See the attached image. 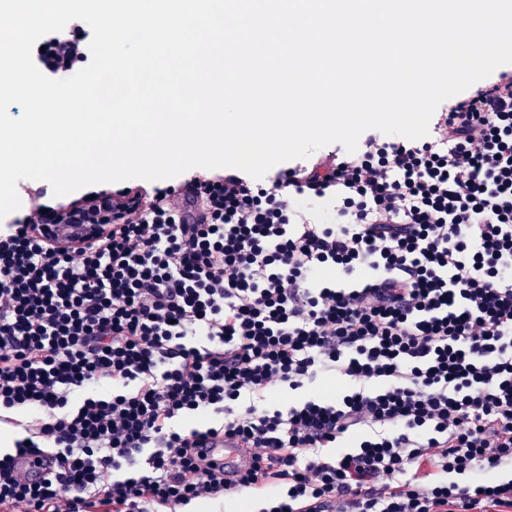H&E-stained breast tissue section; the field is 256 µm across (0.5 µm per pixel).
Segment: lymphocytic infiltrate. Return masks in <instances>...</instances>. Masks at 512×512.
<instances>
[{"label": "lymphocytic infiltrate", "instance_id": "lymphocytic-infiltrate-1", "mask_svg": "<svg viewBox=\"0 0 512 512\" xmlns=\"http://www.w3.org/2000/svg\"><path fill=\"white\" fill-rule=\"evenodd\" d=\"M82 21L33 60H91ZM423 140L367 135L265 179L47 199L0 223V512H174L262 495L259 512H512V64L437 107ZM328 199L335 223L295 198ZM97 224L49 248L35 225ZM331 372L334 402L276 395ZM226 434L249 468L216 472L194 441ZM355 451L329 455L342 439ZM59 470L33 482L13 455ZM112 480L103 483L104 470Z\"/></svg>", "mask_w": 512, "mask_h": 512}]
</instances>
